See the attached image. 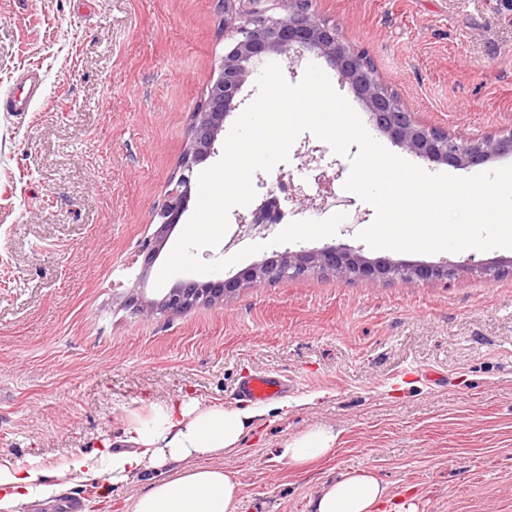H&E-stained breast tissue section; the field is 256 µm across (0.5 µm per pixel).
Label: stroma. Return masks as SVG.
<instances>
[{"instance_id":"35a3bbf8","label":"stroma","mask_w":512,"mask_h":512,"mask_svg":"<svg viewBox=\"0 0 512 512\" xmlns=\"http://www.w3.org/2000/svg\"><path fill=\"white\" fill-rule=\"evenodd\" d=\"M311 11L366 51L408 111L449 132L512 126V0H312ZM210 0H0V95L34 73L31 112L0 98V461L59 472L73 455L117 442L157 403L238 406L240 380L290 377V409L273 402L237 454L241 512H312L321 485L367 467L391 512H512V249L434 254L359 240L374 208L346 191L347 158L312 133L287 162L255 172L257 198L280 182L317 195L324 174L345 213L335 236L274 244L271 224L229 233L274 253L336 246L401 263L479 261L449 281L366 284L317 271L240 288L224 305L138 318L124 301L143 270L184 149L190 114L234 42ZM338 436L332 458L295 470L281 443L306 429ZM142 477L67 480L81 512L133 499Z\"/></svg>"}]
</instances>
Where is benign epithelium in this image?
<instances>
[{
  "instance_id": "1",
  "label": "benign epithelium",
  "mask_w": 512,
  "mask_h": 512,
  "mask_svg": "<svg viewBox=\"0 0 512 512\" xmlns=\"http://www.w3.org/2000/svg\"><path fill=\"white\" fill-rule=\"evenodd\" d=\"M236 2L212 0V4L224 13V23L237 24L238 38L220 58L215 68L217 76L212 78L203 104L191 115L181 163L171 178L173 187L156 211L158 228L146 258H155L170 231L181 223L189 209L194 168L215 153V144L224 131V121L241 104L239 96L245 83L272 54L296 64L309 55L327 58L365 105L373 129L421 159L474 167L512 153V128L470 138L424 123L414 113L406 111L398 97L379 79L367 57L343 43L335 28L310 12V0H288V14L284 17L268 15L264 11L240 16ZM311 270L368 282L395 277L407 281H442L455 277L464 267L448 263L411 266L370 260L357 251L330 246L315 251L277 254L230 281L180 283L156 299L147 300L139 289L134 288L125 300V307L146 318L184 313L199 304L222 305L245 283L295 278Z\"/></svg>"
}]
</instances>
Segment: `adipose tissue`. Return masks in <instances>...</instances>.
Wrapping results in <instances>:
<instances>
[{
    "mask_svg": "<svg viewBox=\"0 0 512 512\" xmlns=\"http://www.w3.org/2000/svg\"><path fill=\"white\" fill-rule=\"evenodd\" d=\"M256 416L255 410L221 404H158L123 430L127 450L79 454L67 470L85 478L107 474L116 485L146 477L148 486L131 512H241L238 482L214 460L239 451ZM336 443L332 430L313 428L285 440L278 457L301 466L333 455ZM58 491L53 473L36 463L0 464V512H20L22 505ZM388 501L387 487L371 470L358 468L322 485L313 512H381Z\"/></svg>",
    "mask_w": 512,
    "mask_h": 512,
    "instance_id": "adipose-tissue-1",
    "label": "adipose tissue"
}]
</instances>
